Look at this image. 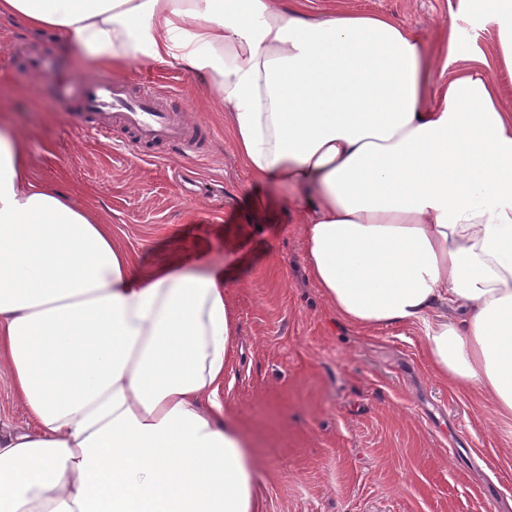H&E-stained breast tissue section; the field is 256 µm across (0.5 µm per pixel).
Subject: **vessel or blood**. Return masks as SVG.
Masks as SVG:
<instances>
[{"label": "vessel or blood", "mask_w": 512, "mask_h": 512, "mask_svg": "<svg viewBox=\"0 0 512 512\" xmlns=\"http://www.w3.org/2000/svg\"><path fill=\"white\" fill-rule=\"evenodd\" d=\"M71 96L89 116L88 127L96 135L111 136L113 124H122L129 133L126 145L136 157L151 156L159 145L171 146L183 155L201 150V127L172 110L168 92L160 87L145 84L134 93L124 81L92 78L75 90L60 87V99Z\"/></svg>", "instance_id": "b4317fda"}]
</instances>
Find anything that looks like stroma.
Here are the masks:
<instances>
[{
  "instance_id": "stroma-1",
  "label": "stroma",
  "mask_w": 512,
  "mask_h": 512,
  "mask_svg": "<svg viewBox=\"0 0 512 512\" xmlns=\"http://www.w3.org/2000/svg\"><path fill=\"white\" fill-rule=\"evenodd\" d=\"M315 15L381 13L417 33L438 60L456 28L490 64L512 108V75L494 27L464 0H310ZM49 54L60 81L103 75L156 83L209 126L208 154L134 159L82 128L84 117L36 80L12 45ZM0 121L28 142L33 179L70 195L149 270L199 257L223 267L236 322L224 409L247 440L262 512H496L512 499V427L486 405L437 381L413 326L358 329L337 319L310 281L290 188L239 161L208 88L179 64L132 62L112 70L0 19ZM484 448L487 473L462 466Z\"/></svg>"
}]
</instances>
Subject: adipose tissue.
<instances>
[{"label": "adipose tissue", "instance_id": "ef3b65f1", "mask_svg": "<svg viewBox=\"0 0 512 512\" xmlns=\"http://www.w3.org/2000/svg\"><path fill=\"white\" fill-rule=\"evenodd\" d=\"M512 73V0H469ZM304 0H0L121 67L186 63L236 154L294 188L307 271L354 327L420 326L440 382L512 423V111L448 32L436 76L382 14ZM0 126V361L28 422L0 432V512H261L221 389L224 272L135 269L107 225L33 180Z\"/></svg>", "mask_w": 512, "mask_h": 512}]
</instances>
